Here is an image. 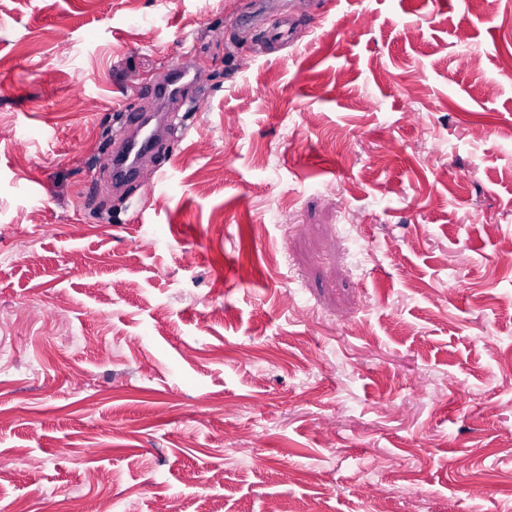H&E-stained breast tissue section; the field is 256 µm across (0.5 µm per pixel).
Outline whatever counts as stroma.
Listing matches in <instances>:
<instances>
[{"mask_svg": "<svg viewBox=\"0 0 512 512\" xmlns=\"http://www.w3.org/2000/svg\"><path fill=\"white\" fill-rule=\"evenodd\" d=\"M255 2L0 0V512H512V0ZM187 70L183 64L169 69L163 76L155 79L149 85L150 95L164 104L177 105L181 100V80L186 76ZM129 122L134 125L130 128L131 133L124 136L121 150L111 153L109 158V171L115 182L132 175L137 169L139 160L149 155L155 148L152 133L140 137L146 121H141L140 116L133 113Z\"/></svg>", "mask_w": 512, "mask_h": 512, "instance_id": "35a3bbf8", "label": "stroma"}]
</instances>
